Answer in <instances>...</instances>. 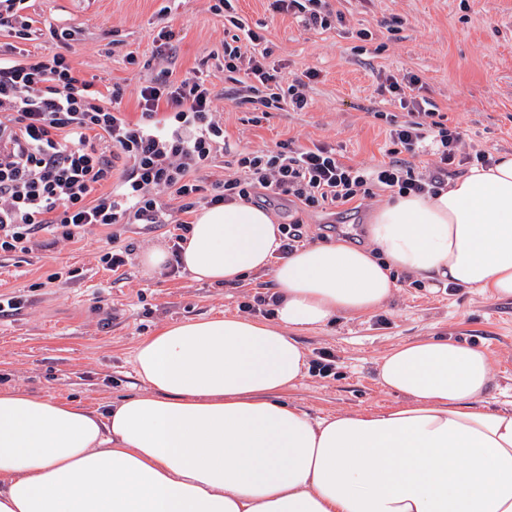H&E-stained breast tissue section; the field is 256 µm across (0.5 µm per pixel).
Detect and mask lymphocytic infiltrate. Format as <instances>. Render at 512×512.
<instances>
[{"label":"lymphocytic infiltrate","mask_w":512,"mask_h":512,"mask_svg":"<svg viewBox=\"0 0 512 512\" xmlns=\"http://www.w3.org/2000/svg\"><path fill=\"white\" fill-rule=\"evenodd\" d=\"M277 12H290L306 29L326 30L337 20L329 0H272ZM244 36L254 51L224 49L228 71L267 86L265 107L288 103L305 109L304 87L317 77L283 81L266 65L262 37ZM415 77H390L386 91L406 109L407 120L389 116L395 160L361 167L342 162L334 147L282 142L273 149L235 154V170L212 183L198 178L224 148V121L210 92L195 80L142 86L141 119L131 122L120 109L122 91L113 88L111 105L92 82L78 79L60 53L17 61L0 57V252L28 255L78 241L92 226L110 228L109 246L99 261L116 272L126 267L132 245H120L131 224L171 227L168 275L181 268L180 251L190 224L186 214L255 197L288 198L314 210L373 197L375 190L398 195L438 194L451 168L486 166L492 153L462 152L463 135L438 119L431 103L413 96ZM430 154L428 173H416L412 157ZM179 203L169 208L162 196Z\"/></svg>","instance_id":"f902f5d3"}]
</instances>
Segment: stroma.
Here are the masks:
<instances>
[{
    "instance_id": "obj_1",
    "label": "stroma",
    "mask_w": 512,
    "mask_h": 512,
    "mask_svg": "<svg viewBox=\"0 0 512 512\" xmlns=\"http://www.w3.org/2000/svg\"><path fill=\"white\" fill-rule=\"evenodd\" d=\"M215 0H29L38 28L65 24L76 36L65 49L75 75L102 94L124 90L121 108L138 121V95L155 81L203 79L224 121L228 147L204 174L223 178L235 153L272 149L293 139L309 146L335 145L344 162L372 166L389 161L383 116L401 108L379 87L390 75L418 80L419 96L433 102L449 126L464 133L463 151L512 154V0H331L342 20L325 31L305 29L295 15L272 11L269 0H237V23L214 11ZM178 35L174 54L161 52L157 34ZM263 37L267 62L285 79L305 71L304 110L263 112L244 73L224 69V45L239 28ZM366 38H359V31ZM377 192L363 203L297 214L287 200L268 210L276 223L336 224L347 241L368 243L374 212L388 202ZM107 230L29 256L0 257V293L24 296L23 308L0 317V389L17 388L36 398L77 399L95 407L139 391L133 351L166 322L229 312L265 294L266 273L238 284L213 285L188 273L169 277L144 271L130 259L128 277L116 279L98 261ZM58 281H51L53 273ZM308 367L284 398L311 416L378 411L399 395L375 379V361L413 341L448 338L484 348L493 383L486 404L512 411V298L438 281L398 285L380 309L360 316L339 314L324 327L296 334ZM336 357L324 377L314 364L321 352Z\"/></svg>"
}]
</instances>
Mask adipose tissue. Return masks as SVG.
I'll use <instances>...</instances> for the list:
<instances>
[{
	"label": "adipose tissue",
	"mask_w": 512,
	"mask_h": 512,
	"mask_svg": "<svg viewBox=\"0 0 512 512\" xmlns=\"http://www.w3.org/2000/svg\"><path fill=\"white\" fill-rule=\"evenodd\" d=\"M345 239L279 257L244 201L199 210L181 264L230 284L267 272L273 319L167 323L142 339L140 391L106 410L0 389V512H512V412L484 407L478 346L405 343L376 362L401 401L311 417L285 402L307 367L297 331L388 301L401 270L512 297V155L438 195H402Z\"/></svg>",
	"instance_id": "obj_1"
}]
</instances>
